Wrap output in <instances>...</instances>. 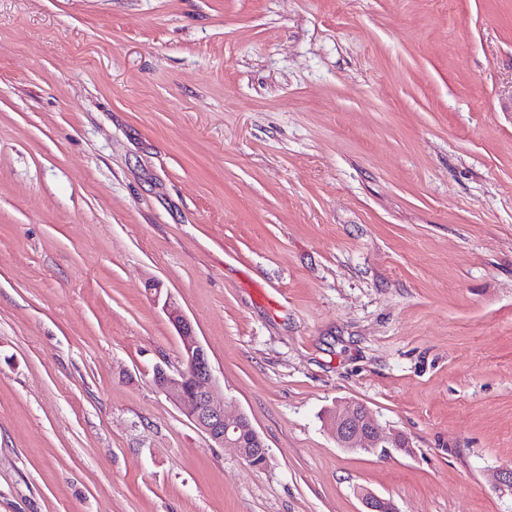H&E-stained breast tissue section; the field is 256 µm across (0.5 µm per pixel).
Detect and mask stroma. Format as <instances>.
Here are the masks:
<instances>
[{
	"label": "stroma",
	"mask_w": 512,
	"mask_h": 512,
	"mask_svg": "<svg viewBox=\"0 0 512 512\" xmlns=\"http://www.w3.org/2000/svg\"><path fill=\"white\" fill-rule=\"evenodd\" d=\"M151 281L265 468L155 387ZM510 468L512 0H0V512H512ZM329 428L342 448L373 451L377 448H408L409 442L401 434H391L362 404H351L336 411L329 420Z\"/></svg>",
	"instance_id": "1"
}]
</instances>
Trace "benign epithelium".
Returning a JSON list of instances; mask_svg holds the SVG:
<instances>
[{
	"instance_id": "obj_1",
	"label": "benign epithelium",
	"mask_w": 512,
	"mask_h": 512,
	"mask_svg": "<svg viewBox=\"0 0 512 512\" xmlns=\"http://www.w3.org/2000/svg\"><path fill=\"white\" fill-rule=\"evenodd\" d=\"M155 299H163L162 310L178 332L183 347V368L170 371L162 367L154 372V384L176 403L190 408L191 419L218 446L230 445L240 457L253 465L267 464L268 449L250 419L243 413L229 415L226 401L218 398L209 357L190 320L171 294L161 297L159 284H148ZM329 428L342 448L373 451L392 445L405 449L409 442L401 434H390L363 405L355 403L334 413ZM364 512H386L391 505L372 492L362 495Z\"/></svg>"
}]
</instances>
